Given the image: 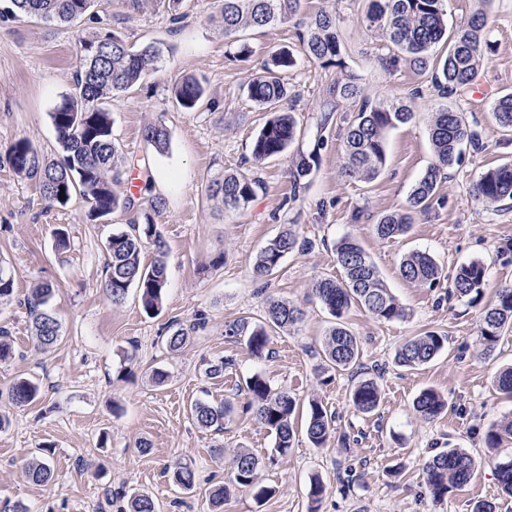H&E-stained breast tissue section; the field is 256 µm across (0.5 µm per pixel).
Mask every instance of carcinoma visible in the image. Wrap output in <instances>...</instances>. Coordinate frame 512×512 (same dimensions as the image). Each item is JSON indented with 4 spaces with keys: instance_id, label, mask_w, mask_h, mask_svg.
<instances>
[{
    "instance_id": "1",
    "label": "carcinoma",
    "mask_w": 512,
    "mask_h": 512,
    "mask_svg": "<svg viewBox=\"0 0 512 512\" xmlns=\"http://www.w3.org/2000/svg\"><path fill=\"white\" fill-rule=\"evenodd\" d=\"M11 8L0 16L28 18L45 24H74L90 13L94 0H10ZM446 0H368L366 26L382 32L389 49L401 54L411 67L432 74V87L438 96L452 98L469 88L476 78L488 48L487 15L479 13L464 25L448 31ZM301 0H222L219 19L224 38L231 39L246 29H263L292 20L300 9ZM300 53L320 63L322 68L341 65V43L336 17L322 12L299 29ZM447 52L437 54L439 46ZM84 63L75 79L74 91L63 97L51 112L62 157L41 159L32 144L22 139L12 144L7 162L12 169L38 182L46 199L59 205L67 204L78 193L89 206L88 216L98 219L119 209L134 207L132 195L117 193L113 185L121 180L122 162L112 140V115L107 101L139 83L148 70L157 69L163 58V46L145 42L139 46L128 44L113 32H92L80 39ZM296 66L295 54L290 49L273 52L263 63L261 71L247 83V95L262 112L271 113L257 134L252 148V160L259 164L286 152L298 139V123L294 113L283 111L290 94V71ZM334 92L345 100H362L355 119L347 126L342 147V170L345 176L371 182L379 176L386 164V137L390 130L410 122L415 113L406 104L390 100L377 105L362 98V88L355 78L348 76L334 85ZM201 81L186 77L175 85L176 102L184 109L195 108L204 98ZM492 115L498 124L512 129V93L496 99ZM430 140L434 147L435 163L413 186L406 210L390 213L375 224L376 234L389 239L407 233L413 214L426 211L436 195L444 171L458 163L463 148L483 150L478 132L464 121L462 113L446 106L431 114ZM144 140L157 151L166 149L169 133L162 123H154L143 131ZM323 145L318 137L312 149L297 147L291 169L293 195L305 188L306 179L319 164V150ZM261 181L245 172L226 173L212 179L206 187V196L219 198L224 209L239 211L254 199ZM473 197L494 205L512 200V164H504L484 172L472 186ZM164 210V199L155 196L148 205L131 219L128 229L112 234L107 242L109 259L105 267L103 290L114 305L122 304L129 291L135 290L143 310L150 316L163 308L167 289V262L165 245L157 224ZM155 247L150 264L142 261L144 244ZM311 242L292 231H285L259 252L253 274L263 279L279 267L282 260L295 250H304ZM336 261L342 269L341 279L324 277L316 280L311 292L337 319L323 345L326 362L342 371L353 369L360 358L359 343L339 319L348 308L357 303L374 318L390 322L404 316V310L391 290L387 288L377 267L364 248L354 239L344 237L335 245ZM402 279L415 284L432 286L441 278L436 260L426 252H412L399 264ZM486 268L479 261L459 267L453 281L454 293L469 303H478L483 296ZM53 287L41 283L32 289L30 312L34 314V345L41 351L52 350L60 340V323L49 310ZM302 309L285 301L268 299L265 322L241 318L225 325V335L245 341L251 354L261 357L268 352V328L284 330L300 322ZM512 329V286L498 290L496 301L483 311L479 337L482 354L494 353L505 329ZM188 330L170 324L166 326L164 343L175 352L187 342ZM448 337L434 331L414 336L400 346L395 363L414 369L433 360L444 349ZM251 397L249 407L256 420L275 436V455L284 456L292 447L294 430L291 418L296 400L285 390L271 386L268 379L255 374L246 381ZM41 393L40 384L21 377L13 382L8 395L17 406L35 401ZM351 403L362 414L374 412L381 400L379 388L371 379L357 383L351 392ZM448 408V401L439 393L427 389L413 401V410L424 420H433ZM229 411L226 404L211 405L197 401L191 408L195 425L208 430L224 424ZM336 415L318 399L309 401L306 433L310 442L323 445L334 430ZM512 438V418L491 427L485 434L488 448H497L503 440ZM477 467L475 457L464 450L453 448L440 453L423 468L424 481L433 500L440 502L453 489L469 483ZM233 482L255 492L262 498L272 489L261 484L259 460L252 453L238 450L231 459ZM26 475L34 484H43L52 477L51 451L32 458ZM496 475L501 490L512 496V458L496 464ZM172 480L183 490L195 488V471L188 464H178ZM129 512H156V504L148 494H133L128 499Z\"/></svg>"
}]
</instances>
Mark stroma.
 I'll return each instance as SVG.
<instances>
[{"instance_id":"35a3bbf8","label":"stroma","mask_w":512,"mask_h":512,"mask_svg":"<svg viewBox=\"0 0 512 512\" xmlns=\"http://www.w3.org/2000/svg\"><path fill=\"white\" fill-rule=\"evenodd\" d=\"M221 0H184L182 19L172 20L159 0H96L90 15L70 26H49L27 18L0 19V267L14 278L12 295L0 301V329L13 342V359L0 362V507L22 505L26 512H122L126 498L149 494L160 512H217L209 493L220 486L230 493L218 512H473L476 502L495 512H512V497L496 479L495 463L512 455V444L490 450L484 433L512 417V399L500 394L494 379L512 365V331L504 332L493 356H484L479 324L484 307L499 288L512 285V201L485 206L471 187L488 169L512 164V131L491 112L493 101L512 92V0H447L449 28L465 24L477 12L489 18L488 41L477 78L488 88L480 100L465 93L452 104L473 122L482 151L465 150L460 165L447 170L428 212L417 213L406 235L379 238V217L404 211L412 186L435 157L428 117L443 101L429 74L404 62L388 61L386 41L363 23L367 0H302L300 16L325 11L340 30L342 67L321 68L297 55L290 81L296 97L289 108L312 146L317 118L326 101L336 104L335 122L322 134L317 169L298 200H291V153L259 165L262 187L246 209L225 210L207 198L208 180L249 166L253 141L266 113L246 94V85L270 54L294 46L297 27L286 22L240 32L247 58L229 52L220 26ZM95 29L131 42L164 41L169 51L155 72L109 104L112 139L123 156L124 174L148 160L152 180L136 197L137 207L160 196L158 219L168 249V287L163 309L148 316L136 295L122 305L106 298L102 283L106 245L112 233L126 229L131 212L90 219L81 197L49 205L34 180L16 174L6 161L9 147L29 140L46 158L60 148L50 114L69 95L83 65L79 39ZM353 76L370 103L399 98L412 106L415 119L391 130L386 165L373 181L347 178L341 144L359 110L356 102L331 99L330 85ZM203 79L205 100L193 110L179 108L175 81ZM162 122L169 132L166 152H156L142 129ZM66 228L70 246L57 251L55 232ZM310 240L308 249L288 254L267 283L252 268L267 240L284 230ZM357 240L405 310L391 322L374 319L352 306L344 325L360 340L361 366L337 371L327 366L323 342L333 317L310 294L314 280L339 275L334 251L343 237ZM432 255L442 275L428 288L403 280L399 264L409 252ZM477 260L487 271L480 304L451 296L457 268ZM54 287L52 310L61 325V342L42 353L33 345L26 301L37 284ZM299 304L303 320L270 334L271 357L253 356L239 338L225 335V324L264 317L267 299ZM205 319L185 346L168 351L161 334L170 323ZM427 331L444 334V350L419 369L398 366L395 354L409 338ZM225 362L223 375H206ZM167 372L155 385L153 369ZM262 375L297 401L295 439L287 455L274 457V437L248 409L245 382ZM37 380L42 394L27 406L8 397L13 381ZM376 381L378 409L357 412L349 393L359 381ZM425 389L448 401L444 415L422 420L414 398ZM336 414V430L320 447L306 435L308 402ZM228 403L220 432L196 427L191 402ZM51 447L54 477L36 485L26 476L39 448ZM460 448L478 460L472 481L433 502L423 467L434 455ZM245 449L261 462L262 485L273 493L259 501L233 485L228 456ZM191 465L196 487L185 492L173 484L170 466ZM352 469L349 492L338 472ZM325 487L319 505L308 498L309 479Z\"/></svg>"}]
</instances>
